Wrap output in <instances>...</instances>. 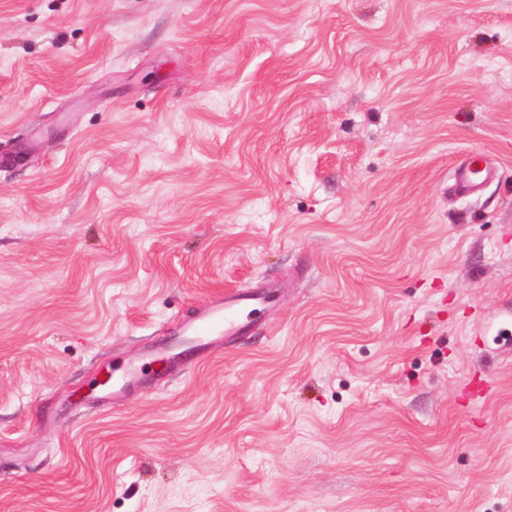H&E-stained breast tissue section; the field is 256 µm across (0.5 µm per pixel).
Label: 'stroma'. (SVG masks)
Returning a JSON list of instances; mask_svg holds the SVG:
<instances>
[{"mask_svg": "<svg viewBox=\"0 0 512 512\" xmlns=\"http://www.w3.org/2000/svg\"><path fill=\"white\" fill-rule=\"evenodd\" d=\"M510 332L512 0H0V512H512ZM493 170L487 164L485 153L472 152L471 156L456 171L458 185L468 191H475L484 180L491 178ZM268 303V297L257 292H238L224 297L199 315L186 322L173 345L160 348L159 355L178 358L182 352L173 353L182 347L198 348L208 344L216 337L233 341L241 336L250 326L251 316ZM147 375V363L144 360L128 362L112 370V394L125 390Z\"/></svg>", "mask_w": 512, "mask_h": 512, "instance_id": "1", "label": "stroma"}]
</instances>
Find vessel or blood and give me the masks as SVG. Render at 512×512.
I'll return each mask as SVG.
<instances>
[{
    "label": "vessel or blood",
    "instance_id": "vessel-or-blood-1",
    "mask_svg": "<svg viewBox=\"0 0 512 512\" xmlns=\"http://www.w3.org/2000/svg\"><path fill=\"white\" fill-rule=\"evenodd\" d=\"M492 169L487 164L485 153L472 152L456 172L458 185L469 192L475 191L484 180L491 178ZM268 302L267 296L257 292H239L215 302L199 315L186 322L180 332L176 345L163 346L161 356L172 355L175 348H198L217 337L234 340L245 333L256 314ZM147 373L146 361L129 362L115 367L112 371V390L121 392L131 384L138 382Z\"/></svg>",
    "mask_w": 512,
    "mask_h": 512
}]
</instances>
